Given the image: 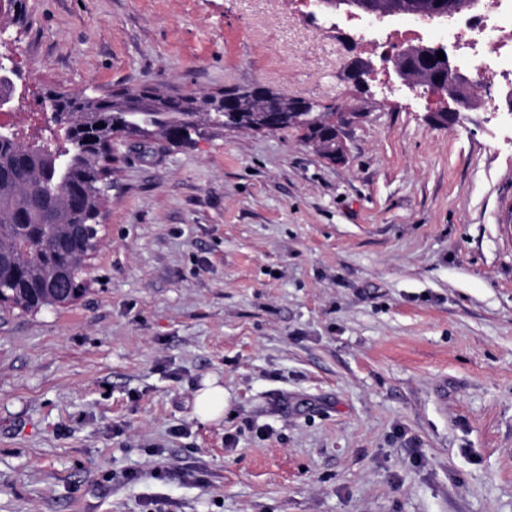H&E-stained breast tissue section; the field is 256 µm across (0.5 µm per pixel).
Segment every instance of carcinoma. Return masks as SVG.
I'll list each match as a JSON object with an SVG mask.
<instances>
[{"mask_svg":"<svg viewBox=\"0 0 512 512\" xmlns=\"http://www.w3.org/2000/svg\"><path fill=\"white\" fill-rule=\"evenodd\" d=\"M355 9L391 15L442 17L463 10L465 0H354ZM280 104L268 118L253 90L226 87L214 95L170 93L149 82L110 94L78 96L48 87L43 101L51 119L73 133L63 146L26 145L17 134L0 135V306L39 311L68 305L83 296L90 255L100 245L101 208L112 187V163L121 141L162 139L175 145L225 128L294 129L327 156L317 107L296 109L293 100L267 91ZM237 100L229 112L220 100Z\"/></svg>","mask_w":512,"mask_h":512,"instance_id":"obj_1","label":"carcinoma"}]
</instances>
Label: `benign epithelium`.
Listing matches in <instances>:
<instances>
[{"instance_id":"1","label":"benign epithelium","mask_w":512,"mask_h":512,"mask_svg":"<svg viewBox=\"0 0 512 512\" xmlns=\"http://www.w3.org/2000/svg\"><path fill=\"white\" fill-rule=\"evenodd\" d=\"M441 49L443 46L440 44L409 45L398 49L390 63L393 71L401 79L402 86L409 92L420 98L430 94L438 96L442 111L431 112L429 116L451 129L461 118V100L457 95V89L467 82V77L450 55H445L443 60L437 58ZM372 70V61L361 57L355 58L348 68L351 78L355 81ZM362 117L361 112H338L330 119L327 128L328 135L336 140V153L333 155L335 160L344 159L347 129Z\"/></svg>"}]
</instances>
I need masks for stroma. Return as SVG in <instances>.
I'll return each instance as SVG.
<instances>
[{"instance_id":"1","label":"stroma","mask_w":512,"mask_h":512,"mask_svg":"<svg viewBox=\"0 0 512 512\" xmlns=\"http://www.w3.org/2000/svg\"><path fill=\"white\" fill-rule=\"evenodd\" d=\"M13 129L39 106L260 85L362 113L334 163L294 130L126 143L86 293L0 309V512H512V115L453 128L352 84L346 9L27 0ZM224 388L203 422L196 396ZM111 481H104V473ZM196 397L197 414L201 421L216 420L224 414V388L216 380L207 381Z\"/></svg>"}]
</instances>
